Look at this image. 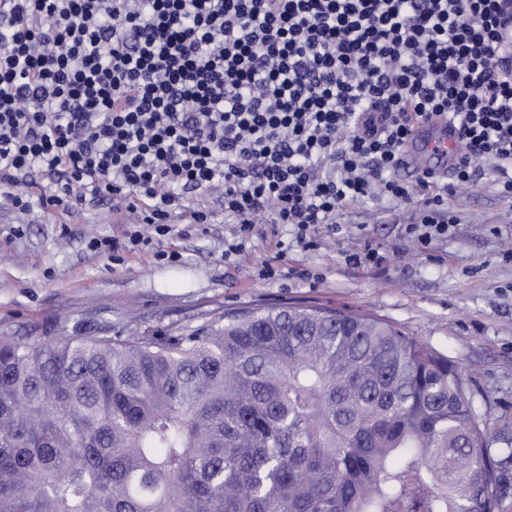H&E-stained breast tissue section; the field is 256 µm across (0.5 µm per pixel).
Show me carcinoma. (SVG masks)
<instances>
[{"mask_svg": "<svg viewBox=\"0 0 512 512\" xmlns=\"http://www.w3.org/2000/svg\"><path fill=\"white\" fill-rule=\"evenodd\" d=\"M459 368L369 315L0 335V512H498Z\"/></svg>", "mask_w": 512, "mask_h": 512, "instance_id": "carcinoma-1", "label": "carcinoma"}]
</instances>
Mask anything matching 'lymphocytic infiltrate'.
Segmentation results:
<instances>
[{"label":"lymphocytic infiltrate","instance_id":"f902f5d3","mask_svg":"<svg viewBox=\"0 0 512 512\" xmlns=\"http://www.w3.org/2000/svg\"><path fill=\"white\" fill-rule=\"evenodd\" d=\"M448 122L452 184L395 179L417 126ZM512 197V47L500 0H0V195L14 209L112 200L120 255L213 213L237 263L260 220L314 246L350 206L417 198L421 248L486 170Z\"/></svg>","mask_w":512,"mask_h":512}]
</instances>
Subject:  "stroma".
I'll use <instances>...</instances> for the list:
<instances>
[{
  "label": "stroma",
  "mask_w": 512,
  "mask_h": 512,
  "mask_svg": "<svg viewBox=\"0 0 512 512\" xmlns=\"http://www.w3.org/2000/svg\"><path fill=\"white\" fill-rule=\"evenodd\" d=\"M484 175L448 195L457 231L419 249L404 230L412 205L376 197L348 208L340 233L321 231L316 248L290 244L274 283L249 277L270 259L271 240L254 236L239 266L224 262L233 225L218 194L207 203L213 223L172 215V231L155 250H174L175 263L152 251L125 253L120 263L88 249L95 236H121L111 204L63 215L34 207L14 210L0 199V333L30 342L41 336L164 334L195 328L207 315L267 305L345 309L385 320L448 357L463 372L478 412L488 413L490 448L507 487L499 512H512V201ZM385 257L363 271L343 254L364 245Z\"/></svg>",
  "instance_id": "obj_1"
}]
</instances>
